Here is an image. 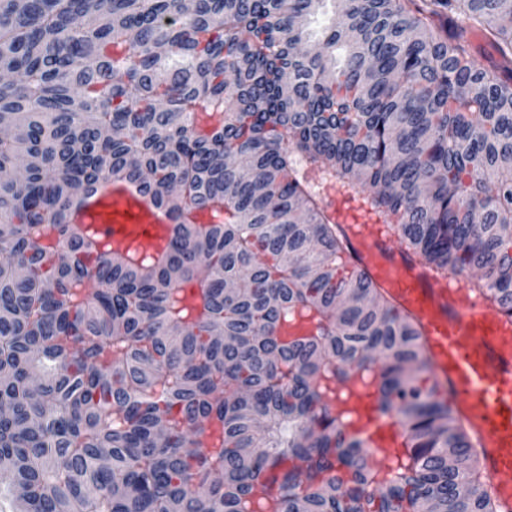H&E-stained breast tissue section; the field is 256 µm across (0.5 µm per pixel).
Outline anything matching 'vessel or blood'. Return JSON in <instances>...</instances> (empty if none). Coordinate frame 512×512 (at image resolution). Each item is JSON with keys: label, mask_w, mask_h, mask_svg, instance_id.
I'll return each instance as SVG.
<instances>
[{"label": "vessel or blood", "mask_w": 512, "mask_h": 512, "mask_svg": "<svg viewBox=\"0 0 512 512\" xmlns=\"http://www.w3.org/2000/svg\"><path fill=\"white\" fill-rule=\"evenodd\" d=\"M338 223L350 225V265L387 289L419 325L439 399L471 431L489 489L512 512V317L462 288L453 273L431 274L359 199L331 197Z\"/></svg>", "instance_id": "b4317fda"}]
</instances>
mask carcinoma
<instances>
[{
    "label": "carcinoma",
    "mask_w": 512,
    "mask_h": 512,
    "mask_svg": "<svg viewBox=\"0 0 512 512\" xmlns=\"http://www.w3.org/2000/svg\"><path fill=\"white\" fill-rule=\"evenodd\" d=\"M1 127L0 512H499L315 181L512 315V0H0ZM91 212L95 217V224L103 230H112L114 237H118V233L124 232V229L120 225L112 224L124 225L133 232L140 225L151 224V217L145 208L136 205L130 198H119L113 194L112 198L101 201Z\"/></svg>",
    "instance_id": "1"
}]
</instances>
